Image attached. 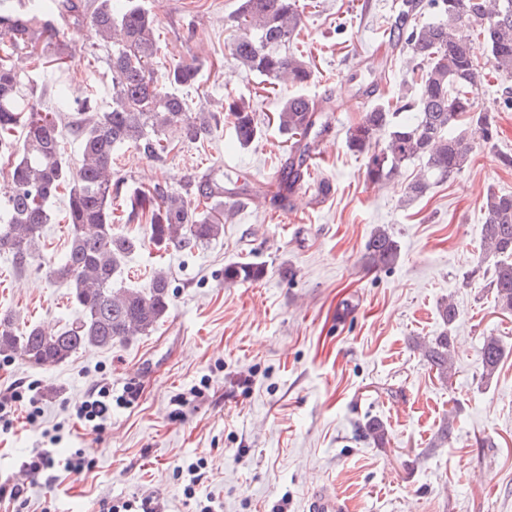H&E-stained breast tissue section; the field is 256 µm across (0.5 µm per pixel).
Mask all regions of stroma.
<instances>
[{
  "label": "stroma",
  "instance_id": "obj_1",
  "mask_svg": "<svg viewBox=\"0 0 512 512\" xmlns=\"http://www.w3.org/2000/svg\"><path fill=\"white\" fill-rule=\"evenodd\" d=\"M300 38L313 78L304 92L330 100L331 131L319 141L315 167L328 194L305 185L273 202L275 172L288 148L275 116L294 94L291 85L265 89L229 54L227 23L239 0H142L154 16L158 68L201 65L189 93L219 111L225 95L250 99L263 129L248 148L221 125L212 138L154 162L128 151L117 166L128 187L186 177L228 174L257 208L236 207L219 239L189 250L147 243L129 255L118 286L143 289L155 272L170 280L167 317L154 331L77 351L49 366L0 357V392L36 383L40 424L16 423L0 432V481L16 477L43 429L62 425L54 447L64 456L82 449L94 466L57 488L36 482L27 512H99L100 499L153 496L163 512H196L175 472L201 462L198 497L220 496L224 512H307L314 490L341 493L350 512H512V313L502 312L481 260L482 203L488 190L512 192V74L481 79L480 107L491 109L493 144H478L458 175L408 200L417 173L409 164L395 179L373 184L364 156L350 152L347 129L360 114L356 95L376 86L382 98L406 93L411 73L388 31L401 0H312ZM65 37L75 50L63 75L68 92L106 102L111 73L105 49H92L89 29ZM39 243L40 263L19 267L0 254V316L19 329L53 332L78 315L70 286L47 279L45 264L60 261L70 241L63 202ZM385 227L400 246L389 269L372 266L366 243ZM257 262L256 282L224 281L225 267ZM450 298L460 315L444 326L437 305ZM449 332L455 373L436 378L416 340ZM500 337L505 355L494 377H481L484 337ZM113 395L141 388L134 407L113 406L105 429L81 425L72 408L100 379ZM207 382L203 397L178 399ZM454 436L431 441L445 416ZM383 421L389 443L378 448L363 427Z\"/></svg>",
  "mask_w": 512,
  "mask_h": 512
}]
</instances>
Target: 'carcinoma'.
<instances>
[{"instance_id":"obj_1","label":"carcinoma","mask_w":512,"mask_h":512,"mask_svg":"<svg viewBox=\"0 0 512 512\" xmlns=\"http://www.w3.org/2000/svg\"><path fill=\"white\" fill-rule=\"evenodd\" d=\"M40 2L0 9V159L9 166L7 191L0 198V250L19 266L39 259L52 203L65 197L70 246L49 278L72 285L79 315L56 334L38 326L20 332L11 318H0V355L17 356L31 365L61 363L82 349L109 348L116 340L154 330L167 315L169 281L163 272L144 291L112 287L124 258L144 245V240L113 228L112 193L119 186L112 181L116 154L131 148L161 162L176 148L166 138L168 128H179L180 143L196 144L211 138L223 118L241 148L261 132L255 110L231 94L224 98L222 116L193 111L183 89L197 82L200 68L179 63L155 73L156 22L137 0H54L55 9L49 12L41 10ZM425 10L432 13L428 22L420 21ZM303 20L299 0H239L228 19L235 32L230 55L272 90L282 83L302 88L312 78L297 42ZM399 22L390 41L408 55L415 96L403 104L377 100L365 107L348 128L346 145L366 156V176L374 184L420 162L406 191L418 198L468 165L475 144L463 123L478 126L484 143L494 142L493 117L478 107L473 93L487 66L512 74V0H402ZM472 23L480 26L483 37L480 54L456 37L458 27ZM80 25L89 26L109 48L110 100L103 108L91 97L74 103L58 83L48 108L43 104L44 69L68 68L72 48L64 31ZM23 50L33 59L27 74L13 63V56ZM62 112L70 113L65 125ZM277 124L289 142L288 158L277 172L276 196L281 198L314 180V138L327 132L329 124L322 106L303 93L282 103ZM66 130L79 141L76 166L61 148ZM483 210L481 243L495 258L485 272L499 307L512 312V193L488 192ZM125 213L128 224H148L150 243L185 249L218 239L232 215L224 209V181L212 175L190 179L179 188L163 183L136 188L126 199ZM367 251L378 267H390L399 257L397 241L381 226L370 236ZM264 275L265 268L255 263L224 268V281L230 283ZM438 314L449 327L459 310L445 299ZM419 347L436 377L447 381L455 354L448 331ZM502 357L499 338L485 337L480 348L483 378L494 375ZM365 434L378 448L388 444V430L378 419L366 423Z\"/></svg>"}]
</instances>
